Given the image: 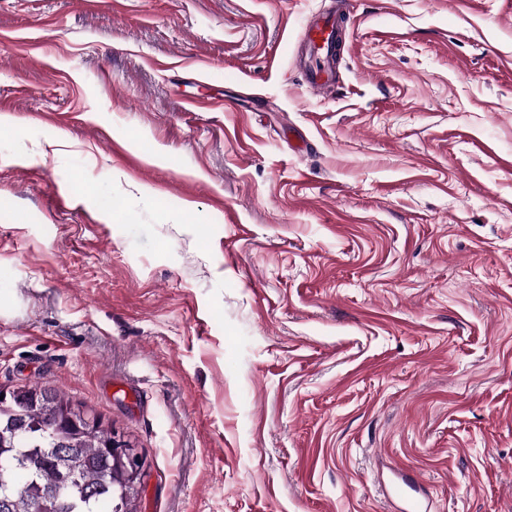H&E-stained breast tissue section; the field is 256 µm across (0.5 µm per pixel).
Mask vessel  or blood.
Wrapping results in <instances>:
<instances>
[{
	"label": "vessel or blood",
	"instance_id": "vessel-or-blood-1",
	"mask_svg": "<svg viewBox=\"0 0 512 512\" xmlns=\"http://www.w3.org/2000/svg\"><path fill=\"white\" fill-rule=\"evenodd\" d=\"M344 33V13L340 10L315 19L304 30L302 43L311 58L305 80L317 95H325L336 80L337 47Z\"/></svg>",
	"mask_w": 512,
	"mask_h": 512
}]
</instances>
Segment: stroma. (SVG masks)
<instances>
[{"label": "stroma", "instance_id": "1", "mask_svg": "<svg viewBox=\"0 0 512 512\" xmlns=\"http://www.w3.org/2000/svg\"><path fill=\"white\" fill-rule=\"evenodd\" d=\"M0 0V389L136 512H512V0ZM342 6L305 27L302 43L308 51L311 64L305 70L307 87L318 96H324L336 80L337 46L342 43L344 30Z\"/></svg>", "mask_w": 512, "mask_h": 512}]
</instances>
